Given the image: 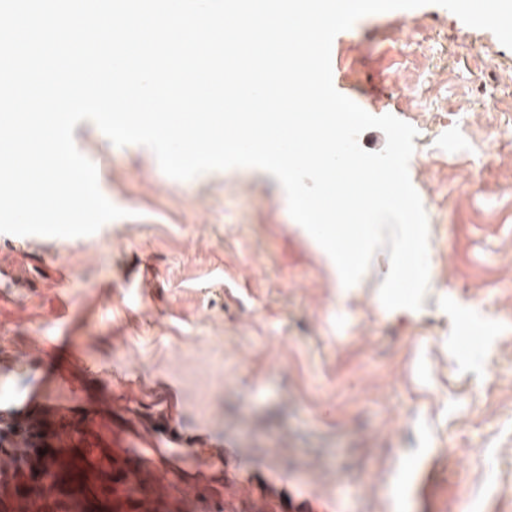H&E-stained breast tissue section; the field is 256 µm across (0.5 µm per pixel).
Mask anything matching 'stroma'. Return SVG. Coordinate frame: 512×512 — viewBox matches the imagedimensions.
<instances>
[{
	"label": "stroma",
	"mask_w": 512,
	"mask_h": 512,
	"mask_svg": "<svg viewBox=\"0 0 512 512\" xmlns=\"http://www.w3.org/2000/svg\"><path fill=\"white\" fill-rule=\"evenodd\" d=\"M421 33L437 42L448 85L417 92L436 106L470 87L459 122L405 107L402 68ZM331 63L347 97L361 105L377 89L427 134L426 165L409 164L428 221L422 308L381 305L385 249L368 277L337 287L268 173L173 180L149 148L115 146L83 121L75 144L107 162L100 189L129 215L84 237L0 234V251L31 255L43 281L39 297L0 288V329L51 346L46 371L11 395L65 371L60 410L89 430L107 424L99 453L170 512L209 501L256 512L258 499L265 512H512V203L476 191L458 206L486 152L484 121L512 153V92L491 109L475 90L512 85V50L428 5L359 19ZM65 331L86 361L139 372V396L108 393L70 363ZM200 441L250 464L254 499L235 497L232 464L199 469L189 450ZM158 468L169 489L155 484Z\"/></svg>",
	"instance_id": "obj_1"
}]
</instances>
